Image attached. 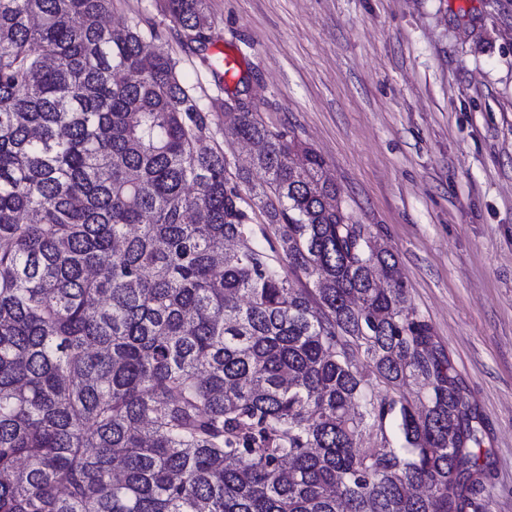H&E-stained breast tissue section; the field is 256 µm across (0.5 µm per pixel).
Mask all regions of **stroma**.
<instances>
[{"instance_id":"1","label":"stroma","mask_w":512,"mask_h":512,"mask_svg":"<svg viewBox=\"0 0 512 512\" xmlns=\"http://www.w3.org/2000/svg\"><path fill=\"white\" fill-rule=\"evenodd\" d=\"M258 111L325 160L353 220L399 257L481 414L487 512H512V0H208ZM154 27L184 83L211 72L163 0H114Z\"/></svg>"}]
</instances>
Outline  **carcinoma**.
<instances>
[{
    "label": "carcinoma",
    "mask_w": 512,
    "mask_h": 512,
    "mask_svg": "<svg viewBox=\"0 0 512 512\" xmlns=\"http://www.w3.org/2000/svg\"><path fill=\"white\" fill-rule=\"evenodd\" d=\"M112 2L0 0V512H485L482 418L394 254ZM165 5L218 75L207 0ZM221 126V121L214 116L212 127L217 130L215 138L221 143L224 142V153L230 162L231 169L235 171L236 169L251 168V155L248 154L245 144L231 138H223L222 131H219ZM400 444L399 432L393 425H387L382 431L377 428L368 429L361 439L362 448L399 447Z\"/></svg>",
    "instance_id": "cac0c4a2"
}]
</instances>
